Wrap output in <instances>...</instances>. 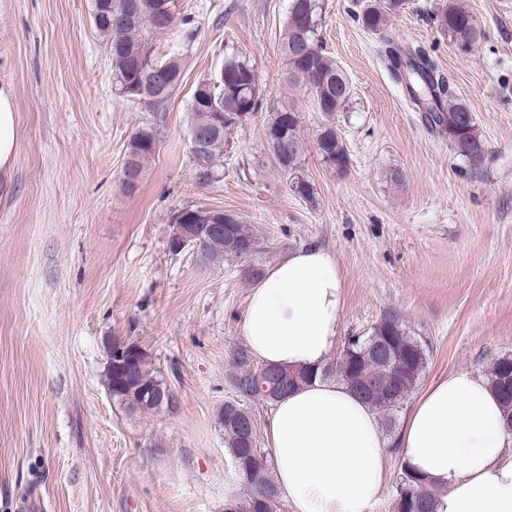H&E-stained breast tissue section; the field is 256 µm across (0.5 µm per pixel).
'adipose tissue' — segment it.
Instances as JSON below:
<instances>
[{"mask_svg": "<svg viewBox=\"0 0 512 512\" xmlns=\"http://www.w3.org/2000/svg\"><path fill=\"white\" fill-rule=\"evenodd\" d=\"M17 148L12 91L0 86V177L10 178ZM343 307L335 254L305 245L252 285L240 330L260 363L316 370L335 352ZM266 436L293 512H370L392 444L408 469L446 486L439 512H512V432L487 379L467 371L430 384L393 441L376 414L333 381L280 399Z\"/></svg>", "mask_w": 512, "mask_h": 512, "instance_id": "ef3b65f1", "label": "adipose tissue"}]
</instances>
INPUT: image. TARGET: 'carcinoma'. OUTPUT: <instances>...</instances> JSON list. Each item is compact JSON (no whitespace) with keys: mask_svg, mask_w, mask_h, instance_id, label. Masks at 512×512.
Instances as JSON below:
<instances>
[{"mask_svg":"<svg viewBox=\"0 0 512 512\" xmlns=\"http://www.w3.org/2000/svg\"><path fill=\"white\" fill-rule=\"evenodd\" d=\"M111 24L99 29L105 38L108 58L118 94L135 101L138 88L144 86L156 96L151 108L156 112L155 122L137 129L127 146L124 172L139 176L145 162L155 154L160 142L165 114L164 104L182 82L183 64L180 55L166 58L167 76L163 83L143 85L141 74L150 69L156 59L154 40L171 31L180 15L179 0H107ZM407 0H365L358 21L364 30L379 38L378 55L396 82L401 84L415 111L420 113L425 127L448 138L457 156L476 170L485 156V144L477 133L475 118L456 95L447 76L436 60L425 49L402 42L386 32L388 17L401 11ZM323 0H289L288 17L281 38V54L289 82L304 86L312 96L315 108L330 118L343 111L352 97L351 84L346 73L327 54L321 38ZM440 29L461 48L472 46L479 38L472 15L459 5H450L438 16ZM203 98H192L191 125H205L209 113L218 108L224 112V130L215 134L208 150L194 158L197 176L203 181L215 178L217 162L224 157L226 134L237 127L239 113H257L263 106L254 67L241 55L232 52L224 65L206 82L198 83ZM299 115L295 108L281 106L272 112L266 126V138L275 162L288 173L296 168L299 153L297 128ZM316 150L331 169L342 172L349 164V155L333 124L321 127L316 139ZM290 189L303 199H310L314 187L303 177L295 175ZM204 207H186L182 213L199 216L195 233L200 236L199 247L212 263L226 260L248 262L243 276L256 279L262 272V260L257 258L261 248L257 237L245 224L229 217L222 231L208 227ZM371 334L382 337L390 348L391 364L376 360L367 336L352 337L343 346L338 359L319 371L273 368L276 377L257 379V368L251 366L248 349L238 347L231 358L232 383L248 390L252 400L267 401V392L279 399L293 388L319 377L334 378L354 392L380 416L386 432H393L397 415L417 386L426 365V351L422 342L411 335L400 314L386 312L372 327ZM128 357L133 360L136 382L124 386L119 382V370L112 366V374L105 383L112 384V399L130 410L150 412L169 403L173 394L162 401L153 395L158 387H167L166 381L137 344H132ZM491 387L500 397L506 419H512V393L504 386L512 381V356L499 358L486 373ZM248 408L229 403L218 414V423L224 430L227 448L236 473L244 483L245 492L226 500L224 512H283L282 492L271 476L274 461L270 453L257 446L240 422L248 416ZM393 512H437L440 489L438 486L400 467L396 480Z\"/></svg>","mask_w":512,"mask_h":512,"instance_id":"obj_1","label":"carcinoma"}]
</instances>
